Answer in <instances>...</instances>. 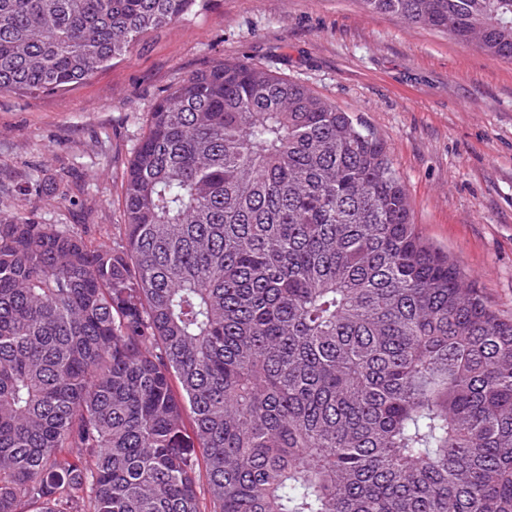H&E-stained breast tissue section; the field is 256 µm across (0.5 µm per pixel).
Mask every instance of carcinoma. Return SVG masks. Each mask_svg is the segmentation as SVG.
<instances>
[{"mask_svg": "<svg viewBox=\"0 0 512 512\" xmlns=\"http://www.w3.org/2000/svg\"><path fill=\"white\" fill-rule=\"evenodd\" d=\"M207 2L0 0V92ZM360 3L512 62V0ZM122 189L110 247L0 217V512H512V315L374 130L224 62L154 103Z\"/></svg>", "mask_w": 512, "mask_h": 512, "instance_id": "obj_1", "label": "carcinoma"}]
</instances>
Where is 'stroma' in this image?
Instances as JSON below:
<instances>
[{
    "label": "stroma",
    "mask_w": 512,
    "mask_h": 512,
    "mask_svg": "<svg viewBox=\"0 0 512 512\" xmlns=\"http://www.w3.org/2000/svg\"><path fill=\"white\" fill-rule=\"evenodd\" d=\"M265 66L388 144L422 235L512 314V62L358 0H209L70 90L0 94V215L112 245L155 101L190 73Z\"/></svg>",
    "instance_id": "obj_1"
}]
</instances>
